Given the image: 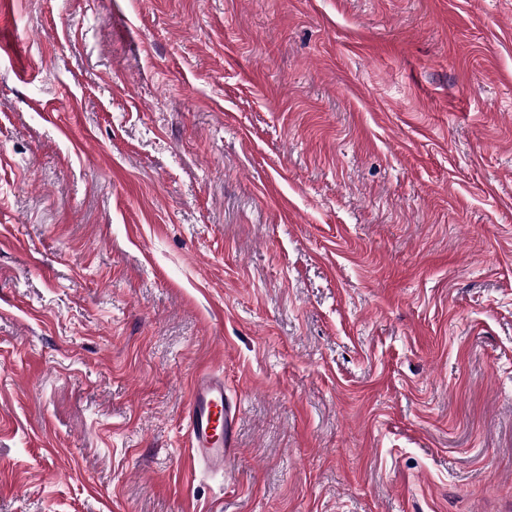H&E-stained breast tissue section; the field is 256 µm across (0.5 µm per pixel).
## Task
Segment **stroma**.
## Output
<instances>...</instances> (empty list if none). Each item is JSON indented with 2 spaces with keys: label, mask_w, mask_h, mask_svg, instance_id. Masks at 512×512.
Masks as SVG:
<instances>
[{
  "label": "stroma",
  "mask_w": 512,
  "mask_h": 512,
  "mask_svg": "<svg viewBox=\"0 0 512 512\" xmlns=\"http://www.w3.org/2000/svg\"><path fill=\"white\" fill-rule=\"evenodd\" d=\"M0 512H512V0H0ZM239 405L224 396V377L209 369L195 375L187 410L186 452L193 465L224 471L234 455V429Z\"/></svg>",
  "instance_id": "obj_1"
}]
</instances>
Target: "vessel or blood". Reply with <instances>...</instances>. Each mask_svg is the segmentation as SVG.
Wrapping results in <instances>:
<instances>
[{
  "mask_svg": "<svg viewBox=\"0 0 512 512\" xmlns=\"http://www.w3.org/2000/svg\"><path fill=\"white\" fill-rule=\"evenodd\" d=\"M239 406L224 394V378L210 370L196 373L187 410L189 460L223 470L234 455V429Z\"/></svg>",
  "mask_w": 512,
  "mask_h": 512,
  "instance_id": "b4317fda",
  "label": "vessel or blood"
}]
</instances>
